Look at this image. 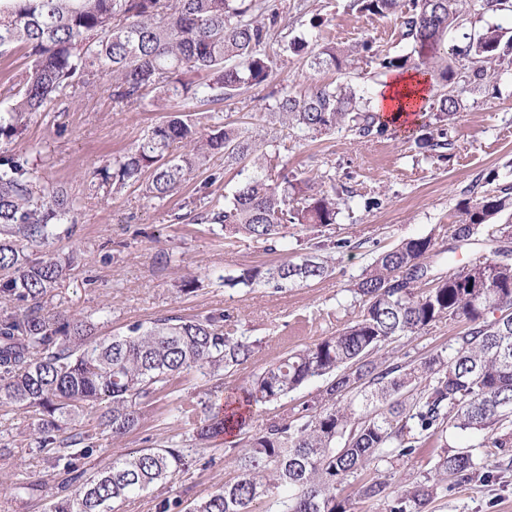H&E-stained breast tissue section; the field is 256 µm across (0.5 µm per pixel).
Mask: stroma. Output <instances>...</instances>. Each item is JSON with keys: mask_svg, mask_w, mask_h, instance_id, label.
Segmentation results:
<instances>
[{"mask_svg": "<svg viewBox=\"0 0 512 512\" xmlns=\"http://www.w3.org/2000/svg\"><path fill=\"white\" fill-rule=\"evenodd\" d=\"M285 10L288 37L306 36L314 18L323 21L322 38L339 46L373 38L380 49L404 54L398 16L370 17L350 10V0H271ZM476 28L502 32L501 53L509 62L494 88L465 95L463 107L448 124L450 145L442 158L418 149L417 127L389 128L382 137L357 138L344 129L302 139L295 129L278 130L280 159L300 179L329 175L342 197L341 212L332 229L349 247L330 252V275L280 292L256 286H225L223 279L242 269L269 267L312 253V234L302 227L288 229V248L266 250L249 238L224 243L217 224L177 222L178 214L197 196L210 174H219L216 197L231 194L241 179L238 167L215 156L209 168L196 171L179 191L163 202L145 198L141 187L128 185L104 194L93 172L126 153L181 101L160 111L151 105L130 108L113 102L106 80L74 93H64L52 111L37 114L14 149L26 154L42 182L63 188L75 199L72 237L54 243L63 256H73L70 270L46 297L43 312L66 319L88 316L102 332L123 331L160 316L201 318L227 310L234 315L237 335L254 342L253 359L225 373L223 390L234 396L264 368L287 351L331 335L356 320L362 306L352 285L383 250L402 240L432 237L436 248L452 246L449 224L458 221L466 201L512 189V14L487 11L474 18ZM332 70H311L305 58L281 57L269 83L221 104L226 121L264 133L268 105L289 86H306L334 78ZM453 247V246H452ZM194 281L184 293L185 281ZM463 322L444 320L428 331L397 343L399 352L421 359L448 348L463 331ZM31 414L0 408V481L24 475L45 481L49 492L65 483L63 472L34 449L29 437ZM193 447L189 426L168 417L164 402L142 416L139 426L121 443L122 450L151 444ZM224 443L210 447L214 465L180 472L153 493L127 500L120 512H152V494H166L190 503L223 484L232 471ZM429 512H512V469L492 482L455 486L436 500Z\"/></svg>", "mask_w": 512, "mask_h": 512, "instance_id": "1", "label": "stroma"}]
</instances>
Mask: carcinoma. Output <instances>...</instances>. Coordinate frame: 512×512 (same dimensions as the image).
<instances>
[{"label": "carcinoma", "mask_w": 512, "mask_h": 512, "mask_svg": "<svg viewBox=\"0 0 512 512\" xmlns=\"http://www.w3.org/2000/svg\"><path fill=\"white\" fill-rule=\"evenodd\" d=\"M368 16L401 18L411 51L392 55L364 38L348 47L320 41V34L275 39L284 21L267 0H0V54L21 44L31 66L11 103L0 109V301L23 313L0 317V405L25 409L36 418L32 440L69 475L49 496L48 512H118L202 456L189 448L147 447L114 455L95 449L90 436L68 430L86 409L100 410L98 425L117 442L134 430L144 409L198 376L223 375L248 363L255 344L235 335L233 315L220 311L198 319L157 317L148 325L100 336L84 318L41 314L47 293L73 262L51 245L69 223L72 198L40 181L28 158L7 145L32 116L44 112L64 90L109 82L113 101L141 105L144 92L180 100L186 108L153 127L124 156L99 169L102 183L118 190L149 174L143 192L164 201L194 171L220 154L224 163L250 164L252 171L232 198H211L213 173L192 201L198 224H219L224 239L243 236L283 244L289 225H302L320 250L344 248L329 230L341 197L335 184L315 187L288 173L273 135L260 140L224 121L216 106L241 96L273 76L277 59L304 54L310 68L343 75L361 62L400 74L412 71L436 83L431 109L438 126L421 134L418 148L438 153L448 146L445 122L460 111L462 95L486 89L503 63L502 34L494 27L467 36L453 49L448 32L472 23L483 10L511 11L512 0H352ZM211 131L198 130L197 114ZM275 122L315 138L344 128L359 138L387 132L388 121L349 80L312 82L287 91L270 106ZM184 152L173 156V144ZM512 211V194L466 202L448 225L457 245L487 234L492 256L445 271L430 237L410 238L381 252L353 285L361 315L346 327L289 353L243 389L246 405L278 402L312 379L324 380L310 399L270 418L242 446H232L234 476L189 512H356L357 499L380 512H426L456 485L487 483L495 468H512V224H492ZM328 261L306 256L274 267H253L224 279L235 287L276 291L324 277ZM462 319L465 331L451 353L420 361L398 355L394 343L443 319ZM167 414L193 426L199 448L235 431L246 418L211 398L178 396ZM477 435V445L452 446L448 437ZM442 441L422 478L396 484L404 460L430 440ZM112 456L92 472L84 459ZM359 480L358 498L343 488ZM30 498L46 493L41 481L19 479L9 487Z\"/></svg>", "instance_id": "1"}]
</instances>
